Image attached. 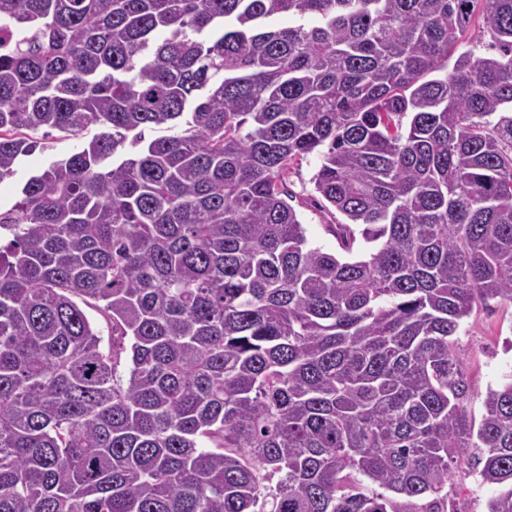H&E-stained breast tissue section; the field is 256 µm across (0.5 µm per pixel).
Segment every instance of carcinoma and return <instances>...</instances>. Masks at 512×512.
Masks as SVG:
<instances>
[{
  "label": "carcinoma",
  "mask_w": 512,
  "mask_h": 512,
  "mask_svg": "<svg viewBox=\"0 0 512 512\" xmlns=\"http://www.w3.org/2000/svg\"><path fill=\"white\" fill-rule=\"evenodd\" d=\"M91 126L0 210V512H512L453 341L512 302V0H0V182ZM464 49L471 50L475 55H486L491 44L490 35L483 28L482 21L475 18L464 36ZM318 165V156L310 155L294 166L288 177V189L295 199L289 202L301 216L309 244L323 251L335 253L339 251L336 238L328 231L326 224H334L335 217L343 221L344 218L338 213L332 216L311 204L313 197L317 196L312 177ZM500 490L496 484L482 483L478 475L456 474L448 482V499L457 512H487L489 501Z\"/></svg>",
  "instance_id": "obj_1"
}]
</instances>
